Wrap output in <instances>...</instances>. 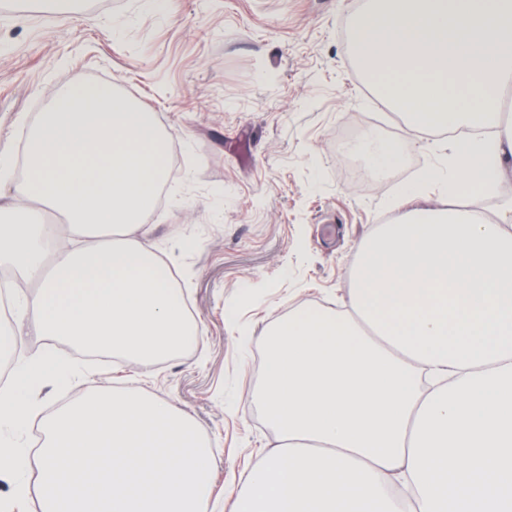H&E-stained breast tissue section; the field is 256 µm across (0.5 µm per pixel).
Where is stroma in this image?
Returning a JSON list of instances; mask_svg holds the SVG:
<instances>
[{
	"instance_id": "35a3bbf8",
	"label": "stroma",
	"mask_w": 512,
	"mask_h": 512,
	"mask_svg": "<svg viewBox=\"0 0 512 512\" xmlns=\"http://www.w3.org/2000/svg\"><path fill=\"white\" fill-rule=\"evenodd\" d=\"M361 0H0V154L54 93L101 83L154 113L168 137L157 249L189 292L201 334L157 362L79 365L107 389L142 384L215 448L209 512L276 433L251 395L264 336L300 307L343 311L363 241L406 211L400 192L438 154L433 135L391 122L347 35ZM364 128L405 147L366 187L336 142Z\"/></svg>"
}]
</instances>
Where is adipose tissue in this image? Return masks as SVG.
<instances>
[{
    "mask_svg": "<svg viewBox=\"0 0 512 512\" xmlns=\"http://www.w3.org/2000/svg\"><path fill=\"white\" fill-rule=\"evenodd\" d=\"M350 41L377 97L448 162L402 195L409 208L361 247L351 315L302 308L265 338L254 400L278 439L241 477L234 512H512V0H365ZM27 173L0 218V267L34 285L27 324L0 329V357L33 327L44 351L0 390V425L25 426L29 389L62 347L151 361L196 340L182 289L147 216L168 178L153 113L112 89L56 94L29 133ZM381 178L403 146L363 133ZM433 184L446 188L438 199ZM40 512H208L214 455L170 401L87 385L43 422ZM500 198H512V173L501 182L496 197L483 198L477 195H470L466 198L460 197L458 202L461 205H476L491 211L495 208Z\"/></svg>",
    "mask_w": 512,
    "mask_h": 512,
    "instance_id": "1",
    "label": "adipose tissue"
}]
</instances>
